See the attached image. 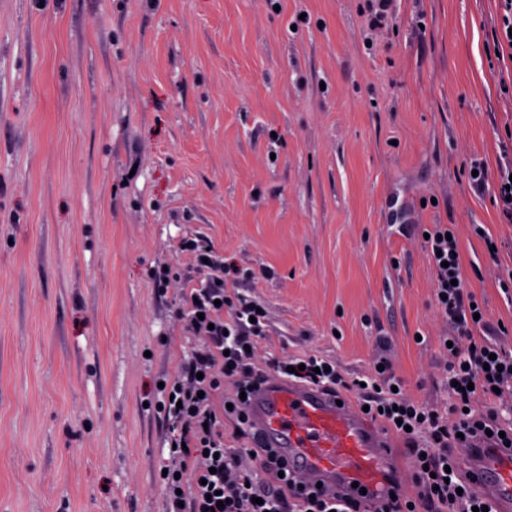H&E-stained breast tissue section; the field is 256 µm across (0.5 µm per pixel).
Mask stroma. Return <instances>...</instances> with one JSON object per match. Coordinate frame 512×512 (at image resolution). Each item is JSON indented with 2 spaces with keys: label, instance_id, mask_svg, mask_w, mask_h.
Instances as JSON below:
<instances>
[{
  "label": "stroma",
  "instance_id": "35a3bbf8",
  "mask_svg": "<svg viewBox=\"0 0 512 512\" xmlns=\"http://www.w3.org/2000/svg\"><path fill=\"white\" fill-rule=\"evenodd\" d=\"M0 0V512H166L156 386L201 236L268 309L259 349L355 377L374 338L448 410L422 224L456 229L468 287L512 322V59L501 0ZM502 242L497 260L483 234ZM510 174H512L511 159L502 163L498 169L497 195L504 215L507 219L512 220V181H510ZM506 185L510 186V190L506 189ZM507 196H510V201H507Z\"/></svg>",
  "mask_w": 512,
  "mask_h": 512
}]
</instances>
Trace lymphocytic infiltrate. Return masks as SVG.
Here are the masks:
<instances>
[{
	"label": "lymphocytic infiltrate",
	"mask_w": 512,
	"mask_h": 512,
	"mask_svg": "<svg viewBox=\"0 0 512 512\" xmlns=\"http://www.w3.org/2000/svg\"><path fill=\"white\" fill-rule=\"evenodd\" d=\"M424 247L435 274L434 301L448 321L451 348L446 380L455 400L450 416L397 391L390 368L364 378L346 377L334 360L315 354L270 356L257 362L254 347L268 332V315L257 300L237 292L241 272L203 240L181 244L197 272L180 297L185 335L197 345L177 376L161 388V412L168 425L170 449L161 479L167 512H472L486 502L470 487L453 448L463 438L485 432L504 433L512 444V426H504L500 409L512 402V352L497 344L512 328L490 326L475 318L476 295L469 289L454 225L429 224ZM495 367H488L489 359ZM291 376L330 390L356 393L393 432L406 436L414 458V495L375 504L372 509L322 496L297 498V481L266 449L255 451L259 472L242 468V451L227 446L225 418L248 422L241 392L252 391L265 374ZM220 491L225 506L208 501Z\"/></svg>",
	"instance_id": "obj_1"
}]
</instances>
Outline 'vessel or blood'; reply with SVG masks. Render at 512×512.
<instances>
[{
  "instance_id": "1",
  "label": "vessel or blood",
  "mask_w": 512,
  "mask_h": 512,
  "mask_svg": "<svg viewBox=\"0 0 512 512\" xmlns=\"http://www.w3.org/2000/svg\"><path fill=\"white\" fill-rule=\"evenodd\" d=\"M244 411L262 445L283 458L307 490L383 501L404 484L392 434L344 393L271 375ZM462 468L497 512H512V449L473 440Z\"/></svg>"
}]
</instances>
